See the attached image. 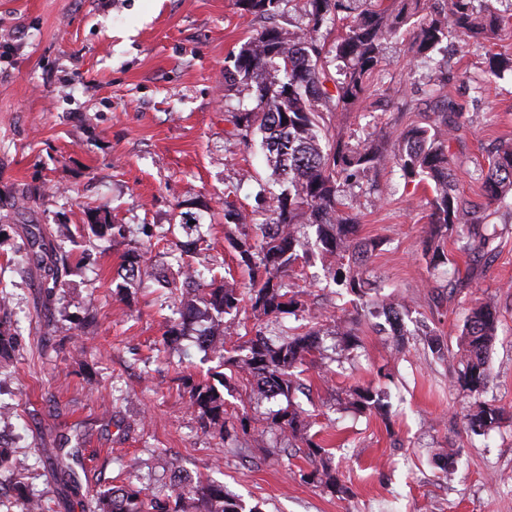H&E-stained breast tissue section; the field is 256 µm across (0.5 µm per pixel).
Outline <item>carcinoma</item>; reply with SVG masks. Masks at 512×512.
<instances>
[{"instance_id": "1", "label": "carcinoma", "mask_w": 512, "mask_h": 512, "mask_svg": "<svg viewBox=\"0 0 512 512\" xmlns=\"http://www.w3.org/2000/svg\"><path fill=\"white\" fill-rule=\"evenodd\" d=\"M282 0H236L238 8L268 22L257 36L245 42L230 57L232 65L224 69L227 89L245 91L255 96L257 106L249 112L231 115L237 135L248 141L261 136V145L271 176L285 185L276 196H265L260 189L256 200L266 206L269 222L258 230L261 238L251 240L244 233L228 239L252 275L249 301L255 316L266 319V325L279 324L283 314H293L301 301L288 291L284 277L299 259L303 248L300 230L316 228L323 256L328 258V271L355 293L371 288L363 276L364 257L370 248L359 249L353 242L358 222L341 195L342 187L356 182L365 172L381 164L392 163L407 179L434 184L429 201V238L426 254L433 269L448 265L451 259L443 248L448 232L462 228L456 243L458 250L469 255H487L493 251V236L475 217L472 207L453 191L449 177L448 131L460 129L461 113L446 99L436 101V122L429 126H412L405 137L389 151L375 140L359 143L330 141L331 117L334 112L360 100L379 72L383 60V43L395 36L415 18L420 27L417 52L440 51L448 31L454 30L468 39H485L498 32L500 19L492 0H449L444 13H429L426 0H398L399 7L388 10L374 4L359 9L360 0H306L308 24L290 31L274 23ZM344 21V31L331 45L320 42L321 29ZM336 74H331V64ZM489 70L495 76L512 74V57L493 56ZM482 189L487 205L502 204L512 192V147L505 144L490 154L487 170L481 171ZM100 240L124 237L125 225L112 221L107 211L90 216L84 228ZM46 251V236L39 229L24 246L21 261L29 263ZM71 255L61 252L44 268L45 303L55 296L63 273L70 266ZM194 287L186 289L190 296L180 313V321L168 334L184 335L194 331L203 320L205 329L198 332L199 344L210 351L221 367L247 377L252 394L260 400L285 398L286 406L269 410L265 420L269 431L280 435L301 433L307 429L293 394L300 390L293 369L303 364L307 355L319 348L321 330L309 328L301 333L280 330L270 336L258 330L246 346L227 349L214 347L205 340L212 333L224 332V317L240 312L243 293L227 278L205 281L200 270L191 272ZM498 316L494 300L488 299L471 310L461 331L458 349L449 354L448 346L435 335L426 339L431 355L438 360L447 357L457 361L454 370L459 385L481 393L489 380L487 354L497 337ZM339 337L333 350L345 352L354 348V328L341 325L331 332ZM225 374H218V384L200 383L190 390V403L200 414L204 427L224 419ZM356 404L365 410L384 408L381 394L372 388L356 391ZM502 418L498 408L479 405V411L467 422V429L479 435L494 427ZM188 486L176 491L165 501L149 499L133 485L115 486L100 493L97 512H259L245 510L242 501L224 486L194 479L189 475L174 482Z\"/></svg>"}]
</instances>
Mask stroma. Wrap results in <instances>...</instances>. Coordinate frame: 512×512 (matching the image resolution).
Wrapping results in <instances>:
<instances>
[{
	"label": "stroma",
	"instance_id": "obj_1",
	"mask_svg": "<svg viewBox=\"0 0 512 512\" xmlns=\"http://www.w3.org/2000/svg\"><path fill=\"white\" fill-rule=\"evenodd\" d=\"M502 26L489 40L449 33L440 52L412 49L416 29L384 45L381 70L362 101L335 113L333 134L374 135L391 146L409 127L433 123L424 93L437 72L462 128L448 138L453 188L495 230L492 254L444 249L454 271L435 275L425 255L431 185L386 164L349 187L359 224L355 241L372 243L368 266L377 289L355 294L335 284L315 233L308 260L288 275L304 306L285 316L291 332L354 323L361 346L344 368L327 371L309 357L296 373L308 423L305 437L276 442L238 379L224 388L226 427L249 417L265 433L224 441L202 429L189 402L192 385L212 380L217 362L195 337L170 340L174 296L159 276L178 275L174 214L199 220L201 253L216 276L251 285L228 240L241 228L226 205L263 223L254 194L269 172L259 143L244 146L231 113L256 101L224 87L227 58L264 20L241 14L235 0H0V286L9 294L6 328L16 337L0 384V444L26 458L23 482L46 512H93L98 493L133 483L167 494L182 471L225 484L260 512H512V197L486 206L480 169L500 142H512V76L488 71L493 54L512 55V0H496ZM108 210L130 232L89 242L91 213ZM69 227L53 247L72 255L50 308H42L38 268L13 258L31 225ZM143 254L134 282L118 274L128 253ZM498 303V336L487 358L490 378L472 394L434 359L425 334L456 347L476 301ZM401 312L404 345L389 334L385 309ZM57 331L45 334L44 323ZM384 392L386 412L357 410L355 388ZM502 418L485 435L468 431L478 404ZM322 450L310 454L308 442ZM67 456L70 477L55 469ZM335 471L331 493L306 481Z\"/></svg>",
	"mask_w": 512,
	"mask_h": 512
}]
</instances>
